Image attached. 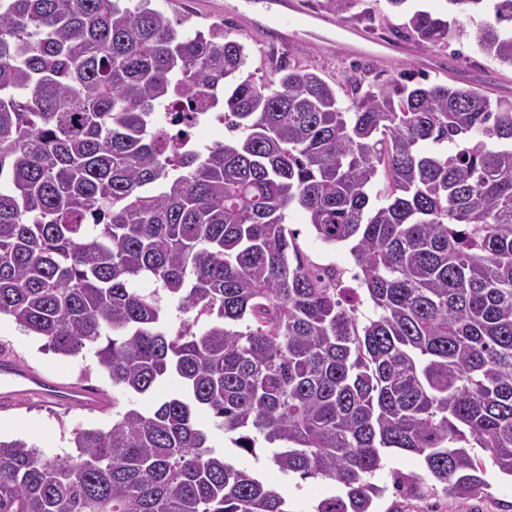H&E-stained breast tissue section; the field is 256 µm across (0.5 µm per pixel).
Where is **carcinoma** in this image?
Here are the masks:
<instances>
[{
	"mask_svg": "<svg viewBox=\"0 0 512 512\" xmlns=\"http://www.w3.org/2000/svg\"><path fill=\"white\" fill-rule=\"evenodd\" d=\"M483 2L448 0L512 69V0L476 21ZM184 23L152 0H0V316L132 396L179 385L112 399L75 456L0 440V512H290L203 412L334 482L315 512H373L393 451L426 472L395 473L399 495L481 497L484 458L512 476V98L358 65L240 80L247 46ZM392 34L431 51L464 30L415 10ZM211 89L240 136L187 152L156 109ZM292 205L351 244L373 317L303 251ZM161 291L190 315L175 332Z\"/></svg>",
	"mask_w": 512,
	"mask_h": 512,
	"instance_id": "cac0c4a2",
	"label": "carcinoma"
}]
</instances>
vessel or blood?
I'll list each match as a JSON object with an SVG mask.
<instances>
[{"mask_svg": "<svg viewBox=\"0 0 512 512\" xmlns=\"http://www.w3.org/2000/svg\"><path fill=\"white\" fill-rule=\"evenodd\" d=\"M271 3L273 8L266 20L282 29L287 40L302 38L310 47L318 49L338 38L350 54L365 53L364 36L356 28L348 27L344 32H337L333 18L305 11L299 0H271ZM20 398L77 403L88 409L100 407L104 403V397L99 391L55 381L14 359L1 357L0 402L10 403Z\"/></svg>", "mask_w": 512, "mask_h": 512, "instance_id": "1", "label": "vessel or blood"}]
</instances>
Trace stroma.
Instances as JSON below:
<instances>
[{
  "label": "stroma",
  "instance_id": "35a3bbf8",
  "mask_svg": "<svg viewBox=\"0 0 512 512\" xmlns=\"http://www.w3.org/2000/svg\"><path fill=\"white\" fill-rule=\"evenodd\" d=\"M265 2L153 0L152 5L172 17H188L190 27L195 29L204 30L210 24L222 20L229 22L232 36L249 48L251 61L247 73L257 82L272 79L276 63L280 60L317 72L331 82L339 80L345 69L358 63L379 82L397 78L402 73L420 72L431 82L462 85L481 79L495 94L505 93L512 97V70L503 69L485 57L471 37L454 40L448 48L435 50V57L448 59L452 63L451 69L444 72L421 68L412 59L393 61L383 56L358 59L334 43L317 53L284 43L276 31L252 29L244 20L231 18L228 13L229 7L244 5L248 8L249 16L260 19L266 14ZM336 21L341 25L355 26L366 32L371 42L381 43L389 36L391 28L404 23L405 17L391 10L386 0H349ZM288 225L298 230L303 250L314 261H330L342 269L353 267L354 259L349 245H327L321 242L300 209L289 211ZM0 354L15 358L66 383H82L105 389L111 386L91 351L86 350L76 356L47 351L42 339L24 332L6 316L0 317ZM111 425L112 410L108 407L87 410L78 405L60 406L49 401L26 400L0 403V437L25 439L49 457H63L71 453L70 439L75 429H107ZM213 443L221 447L226 456L241 466L258 471L282 491L288 498L291 512H314L317 502L334 490L333 484L320 479L303 480L296 474L279 473L265 450H258L253 456L240 454L232 443L226 442L223 431H214ZM395 471L420 474L424 468L418 457L411 453L398 452L391 455L385 468L376 476L377 484L385 488L384 495L376 502V512H512V478L498 473L496 468L487 470L489 486L485 496L464 502L441 491L422 499L397 496L390 489L391 474Z\"/></svg>",
  "mask_w": 512,
  "mask_h": 512
}]
</instances>
